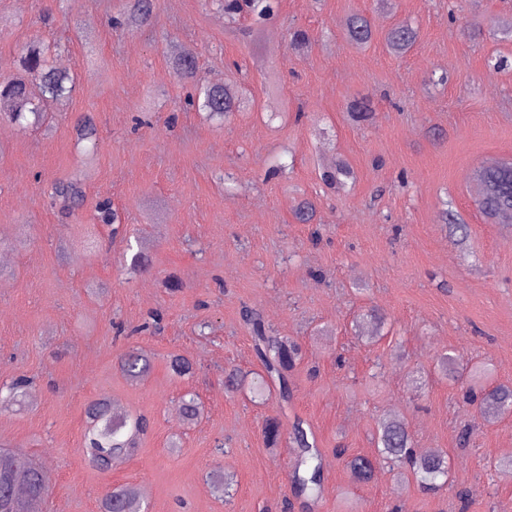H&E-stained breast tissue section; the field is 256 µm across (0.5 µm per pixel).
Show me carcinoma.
I'll use <instances>...</instances> for the list:
<instances>
[{
	"label": "carcinoma",
	"instance_id": "carcinoma-1",
	"mask_svg": "<svg viewBox=\"0 0 512 512\" xmlns=\"http://www.w3.org/2000/svg\"><path fill=\"white\" fill-rule=\"evenodd\" d=\"M276 0H253L251 19L267 25L276 18ZM154 11L153 0H130L123 25L137 28L150 23ZM346 36L355 45H368L374 36L373 25L365 15L355 14L345 21ZM416 40V31L410 25L397 23L384 34L387 51L397 57L408 52ZM170 64L185 85L198 88V96L189 101L198 110L211 117L229 121L244 103V93L235 84L199 85L197 59L186 52L171 56ZM20 74L0 80V101L10 104L7 119L15 124H36L43 120L40 101H67L72 98L76 85L72 73L56 67L49 47L39 39H33L22 48L19 56ZM38 81L40 97L32 95L28 79ZM97 128L85 122L77 131V146L86 153L97 147ZM351 165L338 159L322 174V180L336 192L346 190L354 181ZM471 179L476 184V209L485 217L512 213V161H500L495 165L481 166L473 170ZM55 194L65 202H76L82 197L78 182L68 180L56 186ZM245 320L251 325L253 351L261 373L254 381V390L263 395L274 386L280 399L290 398L288 369L301 355V347L291 341L278 340L267 334L259 314L245 311ZM124 377L130 382L142 380L150 371L151 358L143 351L129 352L119 361ZM448 366L454 372L467 370L473 385L484 392L483 404L487 413L496 417L512 411V388L489 385L490 373L481 366H468L459 357H448ZM31 380L19 378L0 388V408L26 395ZM181 412L188 423H194L201 414V404L194 396L182 398ZM90 427L85 430L81 451L88 462L106 470L118 458L132 457L138 451L140 440L148 433L150 421L144 415L118 414L112 411L109 400L98 399L87 410ZM295 463L290 474L291 490L299 498L317 503L321 490V450L316 441L308 439L302 424L294 428ZM377 460L398 470L400 477L414 480L428 493H435L448 484L449 462L443 452L418 454L411 448L406 425L396 417L378 424ZM345 462L351 478L360 482L368 478L374 463L367 457L350 456L347 449H337ZM215 491L229 496L234 490L233 479L222 471L207 475ZM50 489V481L40 463L32 456L10 448H0V512H34L35 504L43 500ZM142 502L137 486L123 484L115 487L102 502L100 512H141Z\"/></svg>",
	"mask_w": 512,
	"mask_h": 512
}]
</instances>
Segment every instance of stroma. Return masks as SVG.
<instances>
[{"label":"stroma","mask_w":512,"mask_h":512,"mask_svg":"<svg viewBox=\"0 0 512 512\" xmlns=\"http://www.w3.org/2000/svg\"><path fill=\"white\" fill-rule=\"evenodd\" d=\"M126 7L0 0V80L36 37L61 46L54 62L77 81L40 127L0 119V383L34 380L21 409L0 412V444L50 473L37 512H99L126 483L142 489L144 512H273L287 497L291 512H512V470L498 465L512 457V414L486 423L462 399L467 376L437 367L459 354L512 387V223H486L469 180L475 166L512 157V39L497 32L512 23V0H279L275 22L247 38L217 0H156L137 30L113 24ZM356 13L376 29L363 48L343 34ZM398 22L418 33L401 57L383 41ZM297 29L307 52L289 46ZM175 44L207 82L244 87L248 107L223 126L183 107ZM365 97L367 119L351 120L349 105ZM86 118L100 133L92 155L75 139ZM277 156L287 168L272 177ZM339 158L356 182L337 194L320 175ZM72 178L85 197L65 210L51 189ZM305 199L316 203L310 224L294 218ZM105 200L122 216L120 236L98 216ZM448 209L468 227L466 246L442 221ZM136 242L148 267L133 276L124 258ZM170 275L182 288L163 287ZM247 309L302 348L288 406L228 385L232 370L258 367ZM131 349L152 355L137 384L118 368ZM173 354L190 375L172 372ZM188 391L203 406L192 426L172 417ZM103 396L152 420L138 452L105 471L80 451L86 410ZM271 416L275 454L263 436ZM387 416L403 420L415 449L447 453L451 488L426 495L382 465L352 482L336 446L375 457ZM298 422L329 461L312 507L288 482ZM213 469L234 476L233 497L213 492Z\"/></svg>","instance_id":"1"}]
</instances>
